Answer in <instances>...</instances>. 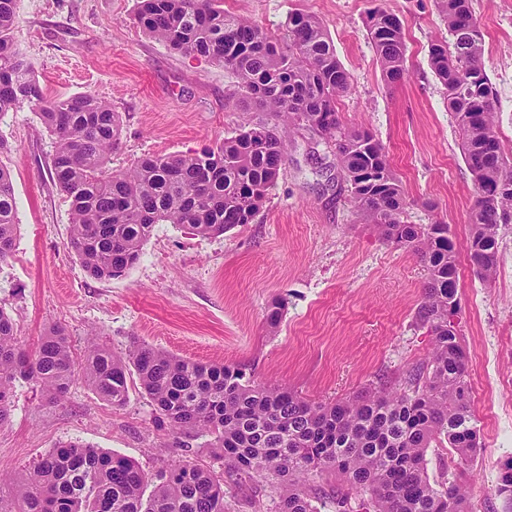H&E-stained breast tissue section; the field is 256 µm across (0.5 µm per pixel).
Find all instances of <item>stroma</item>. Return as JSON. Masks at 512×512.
<instances>
[{"label":"stroma","instance_id":"stroma-1","mask_svg":"<svg viewBox=\"0 0 512 512\" xmlns=\"http://www.w3.org/2000/svg\"><path fill=\"white\" fill-rule=\"evenodd\" d=\"M484 34L486 71L497 88L498 135L512 139V0H471ZM395 14L407 39L409 72L387 84L367 31L373 6ZM225 9L281 35L290 14L325 25L351 76L338 101L344 125L368 129L401 179L411 224L450 225L458 251L459 333L468 354L471 412L480 453L458 467L470 512H512L495 493L512 460V224L499 231L492 281L475 274L466 247L474 179L464 159L445 89L428 64L446 34L435 0H224ZM137 0H18L13 38L46 95L87 91L109 102L121 123L111 167L147 155L196 151L258 121L229 93L234 74L209 58L181 55L145 35ZM12 172L17 237L0 263V308L19 343L35 350L49 327L66 328L75 356L87 334L115 353L140 341L177 356L245 368L260 385L297 390L314 402L352 395L379 374L398 378L431 352L414 313L426 271L413 253L384 243L361 224L335 149L305 128L287 134L280 174L252 223L203 237L155 225L138 262L122 276L90 278L69 246L71 206L51 177L54 140L36 112L0 117ZM284 306L277 327L267 316ZM129 380L115 407L83 381L49 404L34 382H16L11 415L0 425V469L21 477L58 444L83 441L139 463L146 474L190 461L223 472L205 439L191 451ZM230 512H269L268 482H225Z\"/></svg>","mask_w":512,"mask_h":512}]
</instances>
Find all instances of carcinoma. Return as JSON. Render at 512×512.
Listing matches in <instances>:
<instances>
[{
    "mask_svg": "<svg viewBox=\"0 0 512 512\" xmlns=\"http://www.w3.org/2000/svg\"><path fill=\"white\" fill-rule=\"evenodd\" d=\"M16 6L0 0V116L32 107L54 137L52 178L70 199L69 244L90 277L122 276L157 224L211 237L252 223L279 176L285 128L306 127L335 147L364 223L424 263L415 321L432 336V351L396 384L382 376L349 397L319 403L256 384L237 366L180 358L138 341L122 355L93 342L78 363L61 326L27 352L0 309V425L9 419L19 378L35 381L48 403L64 399L80 379L121 407L132 366L174 432L209 437L229 476L273 482L270 512H469L467 488L449 477L432 481L427 460L435 445L460 465L479 449L468 358L455 327L458 253L450 225L404 221L405 193L386 147L368 130L342 123L336 102L349 92L351 77L324 24L295 13L280 39L224 9V0H138L137 22L146 34L223 65L237 77L230 96L279 124L256 122L199 151L145 156L114 173L107 162L120 140L118 114L92 93L44 96L13 46ZM437 7L448 38L430 44L428 62L446 90L465 160L476 159L468 164L475 182L468 249L476 273L488 279L497 268L499 228L512 223V156L500 144L498 91L485 69L471 0H437ZM367 29L384 80H402L407 43L399 19L376 7ZM16 232L12 174L0 165V262L12 256ZM325 472L341 481L330 493L315 485ZM496 492L512 499V462L503 466ZM224 497V481L199 465L174 463L149 476L130 459L69 441L16 483L12 512H228Z\"/></svg>",
    "mask_w": 512,
    "mask_h": 512,
    "instance_id": "carcinoma-1",
    "label": "carcinoma"
}]
</instances>
